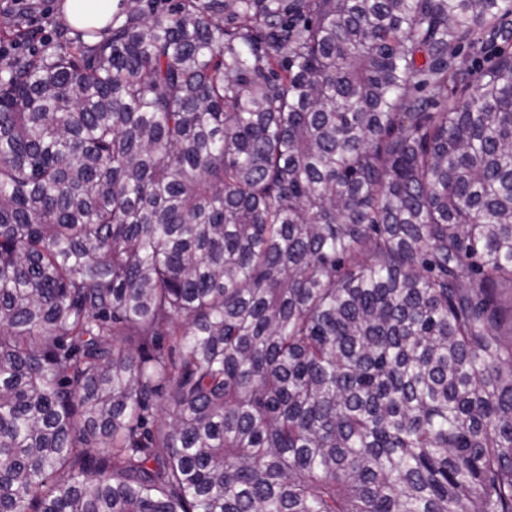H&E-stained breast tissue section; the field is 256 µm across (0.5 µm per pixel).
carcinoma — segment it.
<instances>
[{"mask_svg": "<svg viewBox=\"0 0 512 512\" xmlns=\"http://www.w3.org/2000/svg\"><path fill=\"white\" fill-rule=\"evenodd\" d=\"M143 2L0 55V512H512V5Z\"/></svg>", "mask_w": 512, "mask_h": 512, "instance_id": "1", "label": "carcinoma"}]
</instances>
